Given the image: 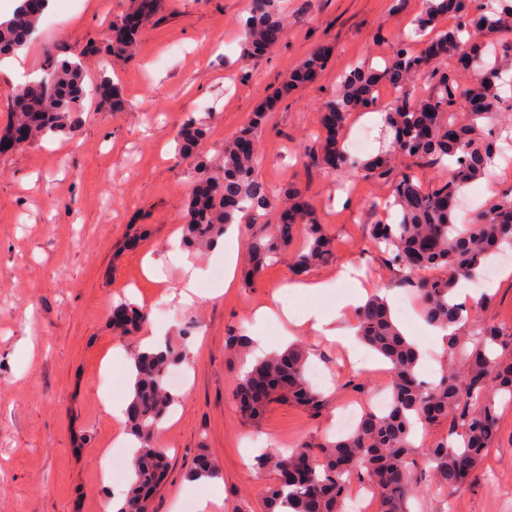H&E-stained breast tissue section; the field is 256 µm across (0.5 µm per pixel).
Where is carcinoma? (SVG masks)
Returning <instances> with one entry per match:
<instances>
[{
    "instance_id": "1",
    "label": "carcinoma",
    "mask_w": 512,
    "mask_h": 512,
    "mask_svg": "<svg viewBox=\"0 0 512 512\" xmlns=\"http://www.w3.org/2000/svg\"><path fill=\"white\" fill-rule=\"evenodd\" d=\"M157 7V0H140L135 12L113 20L109 31L116 37L104 43L103 54L128 53L138 28ZM42 14L40 7L20 6L11 18L0 21V60L29 42ZM443 16L455 24L419 42ZM508 25L512 26V0H424L413 35L398 44L391 60L381 69L363 64L343 74L336 95L324 105L327 138L316 147H305V157L337 177L360 171L391 182L390 214L367 225L366 235L384 245L387 264L397 271L389 288H408L418 295L427 324L444 330L455 327L447 346L462 370L446 369L432 382L423 379L418 347L394 322L386 298L370 297L355 312L358 337L390 365L389 404L383 412L367 411L349 433L332 440H303L287 455L267 450L257 456V475L276 474L265 489V512H345L348 480L353 476L377 492L380 512H408L410 457L418 430L448 422V436L426 450L433 481L446 489L474 472L496 437L497 411L489 395L496 392L512 400V362L501 355L512 349V329L466 314L455 290L459 280L474 277L486 259L512 245V193H501L462 220L457 201L464 188L491 171L512 137V125L505 130L498 123L512 112V67L506 64L512 46L488 40ZM285 26L277 0H253L245 21L246 53L258 54L269 36L284 32ZM326 56L322 51L307 60L292 82L313 79ZM463 75L471 78L465 89L459 83ZM414 78L426 83L425 96L416 94ZM382 84L399 90V97L382 112L389 142L377 154L356 160L344 148L346 117L377 110ZM91 94L112 109L122 105L108 76L101 75L90 90L80 60L54 56L45 76L17 94L10 130L21 127L34 137L73 135ZM264 122V113L254 114L226 145L221 171H209L199 159L189 172L200 187L189 199L185 247L209 249L229 225L247 232L275 208L276 195L259 177V158L248 147ZM205 135L203 122L188 120L177 134L180 152L195 155ZM397 156L444 169L448 176L424 188L413 174L395 173ZM286 193L296 229L283 235L271 224L251 237V280L267 260L288 250L299 237L303 243L292 257L295 275L333 255L332 243L312 216L310 204L295 191ZM112 312L120 318L118 328L144 319L124 300L113 304ZM227 343L238 356L250 353L251 341L242 333L227 336ZM182 358L183 350L170 345L157 353L140 350L133 358L137 373L127 420L140 448L133 457L136 480L117 512H150L149 494L163 476L166 456L155 446L154 434L179 400L166 375ZM229 367L236 371L240 410L251 418L272 404L292 402L314 413L325 407L321 393L306 378L307 352L300 345L266 354L249 366L231 361Z\"/></svg>"
}]
</instances>
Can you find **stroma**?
Segmentation results:
<instances>
[{"label":"stroma","mask_w":512,"mask_h":512,"mask_svg":"<svg viewBox=\"0 0 512 512\" xmlns=\"http://www.w3.org/2000/svg\"><path fill=\"white\" fill-rule=\"evenodd\" d=\"M137 3L53 0L22 50L23 71L0 67V134L16 90L41 76L52 55L82 57L86 83L108 74L126 101L113 111L89 99L76 136L25 142L0 154V512H111L127 490L128 454L103 400L128 398L130 383L113 368L112 353L131 359L145 332L126 334L113 325L119 299L142 309L148 326L187 352L179 366L187 389L155 435L169 469L152 512H196L188 472L202 453L219 471L221 503L212 512H263L273 477L253 475L248 442L285 451L308 437L334 436L343 408L367 407L384 383L383 361L361 343H354L356 360L345 367L342 343L284 320L257 325L254 313L277 303L298 314L328 308L356 285L379 288L395 278L364 233L380 218L373 204L388 195L389 183L356 174L355 193H341L307 162L303 148L324 136L321 109L339 75L391 56L423 0H278L288 32L254 58L242 53L252 0H158L131 57L83 55L87 42L103 41L110 22ZM322 48L330 55L315 78L277 97L290 74ZM270 99L275 105L256 137L264 159L259 175L300 190L331 239L332 260L307 274L333 283L328 298L287 291L288 252L246 282V234L237 236L238 281L230 289L211 278L221 256L177 247L191 186L175 131L188 119L205 121L209 132L200 151L211 171H220L225 141ZM149 261L159 279L146 275ZM186 261L203 272L200 296L190 305L180 300ZM399 321L425 351L424 369L448 366L445 344L419 311ZM239 331L264 336L273 350L302 343L310 369L357 378L364 388L330 384L320 413L275 404L260 420H247L236 407V379L228 370L233 354L225 345ZM497 413L495 441L458 489L431 486L422 452L414 453L411 477L421 492L411 512H512V403H498Z\"/></svg>","instance_id":"obj_1"}]
</instances>
